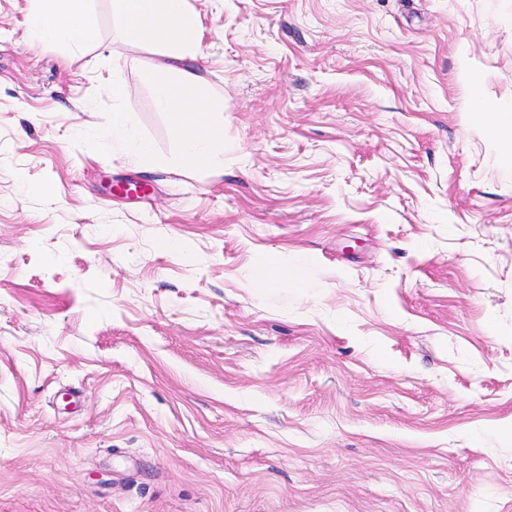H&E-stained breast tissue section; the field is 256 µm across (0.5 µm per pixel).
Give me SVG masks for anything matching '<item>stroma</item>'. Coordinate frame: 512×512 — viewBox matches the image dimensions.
<instances>
[{
	"label": "stroma",
	"mask_w": 512,
	"mask_h": 512,
	"mask_svg": "<svg viewBox=\"0 0 512 512\" xmlns=\"http://www.w3.org/2000/svg\"><path fill=\"white\" fill-rule=\"evenodd\" d=\"M188 2L197 168L0 0V512H512V0ZM126 113L119 109L113 110L107 126L102 131H97V137L108 140H122L128 143L131 157L138 165L160 166L164 162L157 159L153 154L150 145L144 141L131 139L127 134ZM483 130L485 135L497 142L502 150L512 154V125L508 126L493 114H487L483 118Z\"/></svg>",
	"instance_id": "stroma-1"
}]
</instances>
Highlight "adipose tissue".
Wrapping results in <instances>:
<instances>
[{
	"label": "adipose tissue",
	"mask_w": 512,
	"mask_h": 512,
	"mask_svg": "<svg viewBox=\"0 0 512 512\" xmlns=\"http://www.w3.org/2000/svg\"><path fill=\"white\" fill-rule=\"evenodd\" d=\"M30 35L65 52L82 50L95 35L96 0H30ZM112 20L134 45L159 47L161 62L147 64L142 78L160 111L172 114L184 164L223 158L224 120L218 117L196 69L203 54L202 29L188 0H107Z\"/></svg>",
	"instance_id": "adipose-tissue-1"
}]
</instances>
